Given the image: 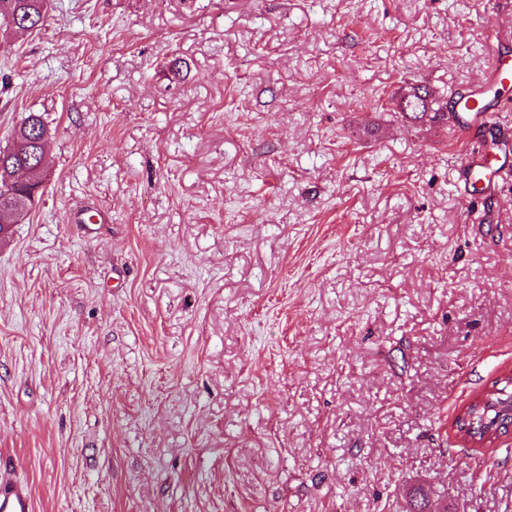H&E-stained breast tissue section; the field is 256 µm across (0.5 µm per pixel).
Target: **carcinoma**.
I'll use <instances>...</instances> for the list:
<instances>
[{"mask_svg":"<svg viewBox=\"0 0 512 512\" xmlns=\"http://www.w3.org/2000/svg\"><path fill=\"white\" fill-rule=\"evenodd\" d=\"M50 0H0V34L6 36L15 30L28 31L44 25ZM433 92L423 86H411L399 99V107L406 117L442 121L445 112L433 111ZM10 146L0 150V218L13 210L34 206L32 189L43 187L45 169L41 163L48 140V130L41 117L29 113L10 133ZM510 395H495L468 409L469 422L475 432L488 431L495 426L500 413L507 408Z\"/></svg>","mask_w":512,"mask_h":512,"instance_id":"obj_1","label":"carcinoma"}]
</instances>
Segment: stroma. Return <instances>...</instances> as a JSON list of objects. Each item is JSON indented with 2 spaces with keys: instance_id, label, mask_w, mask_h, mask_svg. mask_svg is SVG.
Returning <instances> with one entry per match:
<instances>
[{
  "instance_id": "1",
  "label": "stroma",
  "mask_w": 512,
  "mask_h": 512,
  "mask_svg": "<svg viewBox=\"0 0 512 512\" xmlns=\"http://www.w3.org/2000/svg\"><path fill=\"white\" fill-rule=\"evenodd\" d=\"M512 0H52L0 38V147L40 113L0 242V463L34 512H512V103L493 193L438 99ZM11 144L0 150V221L11 211L32 208V189L39 187L38 202L43 194L45 169L41 163L48 140V130L40 115L30 112L10 133ZM26 174V183L17 175ZM510 398V395H495L493 397H488L487 400L482 404H476L475 406H470L468 409V414L470 416L469 422L473 425L475 423V430L467 424L460 422L461 431L460 437L472 444H476L475 439L479 438L475 435L477 433H483L482 431H489L490 428L495 426L496 420L500 418V413L507 408V402ZM475 431V432H474Z\"/></svg>"
}]
</instances>
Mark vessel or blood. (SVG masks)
Instances as JSON below:
<instances>
[{
  "mask_svg": "<svg viewBox=\"0 0 512 512\" xmlns=\"http://www.w3.org/2000/svg\"><path fill=\"white\" fill-rule=\"evenodd\" d=\"M500 31L489 33V48L494 53V66L486 80L474 90L451 91L448 100V128L459 138L466 180L482 179L491 185L500 173L499 159L491 147L477 146L463 140L467 130L490 128L498 110L502 92L512 87V56L500 53ZM0 512H33V499L28 484L0 467Z\"/></svg>",
  "mask_w": 512,
  "mask_h": 512,
  "instance_id": "vessel-or-blood-1",
  "label": "vessel or blood"
}]
</instances>
